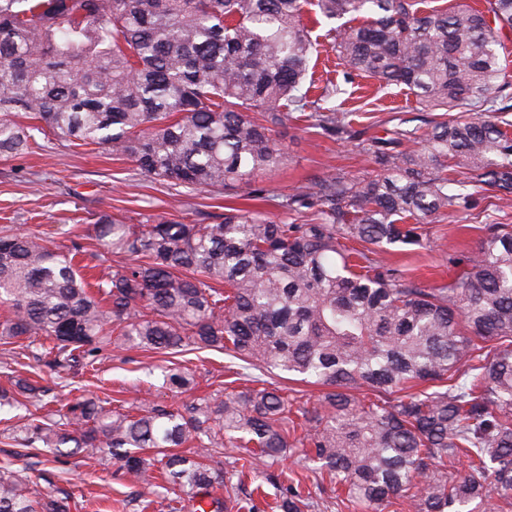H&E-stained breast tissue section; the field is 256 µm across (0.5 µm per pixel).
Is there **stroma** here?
Here are the masks:
<instances>
[{"label": "stroma", "instance_id": "1", "mask_svg": "<svg viewBox=\"0 0 512 512\" xmlns=\"http://www.w3.org/2000/svg\"><path fill=\"white\" fill-rule=\"evenodd\" d=\"M304 21L321 46L314 68L316 77L342 78L346 67L330 48L329 26L316 6H306ZM344 107L359 113V125L363 128L392 114L416 126L424 125L430 118L410 91L398 89L389 94L370 78L359 77L349 85ZM279 140L288 154L286 165L275 173H258L253 177L254 184L279 194L290 193L313 179L326 178L341 170L363 176L373 168L368 158L350 144L301 124L291 123L282 128ZM241 204V199L224 196L220 191L169 185L142 174L131 162L108 152L51 138H39L30 155L0 159V229L34 232L48 245L63 249L80 244L81 260L89 265L99 264L103 252L93 229L101 216H115L128 224L165 220L219 224L224 220L225 207ZM488 223L512 225V199L489 207L476 217L463 213L433 223L427 248L393 252L389 259L407 266L424 283H432L447 275L449 250L475 249L482 237L481 228ZM176 360L195 374L202 391L223 388V352L191 350L177 355ZM161 363V357L151 352L106 347L100 353L97 372L69 376L64 387L57 375L43 366H19L17 375L41 378L43 385L51 387L53 395L61 399L86 392L130 403L142 396ZM18 448L17 442L0 435V467L28 468L39 491L71 493L75 502L72 512H142L140 504L147 500L152 503L149 512H165L158 502L163 489L137 483L107 451L85 452L53 466L18 455ZM276 470L285 484L304 477L305 487L312 495L310 512H351L330 499L328 482L320 474L304 473L297 456L287 457Z\"/></svg>", "mask_w": 512, "mask_h": 512}]
</instances>
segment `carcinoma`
Returning a JSON list of instances; mask_svg holds the SVG:
<instances>
[{
    "label": "carcinoma",
    "mask_w": 512,
    "mask_h": 512,
    "mask_svg": "<svg viewBox=\"0 0 512 512\" xmlns=\"http://www.w3.org/2000/svg\"><path fill=\"white\" fill-rule=\"evenodd\" d=\"M316 0L352 75L404 86L428 112H460L431 128L401 119L384 135L333 103L337 81L311 95L307 0H0V158L29 153L34 133L98 146L140 172L187 188H223L313 218L283 224L238 209L220 224H94L123 265L88 283L81 246L0 235V363L33 358L57 371H97L102 345L176 355L222 350L224 396L143 398L127 408L83 394L46 401L18 379L0 409H27L4 433L34 456L106 448L140 482H165L168 512H224L210 462L244 450L237 484L298 443L336 499L381 512H482L512 505V225L486 224L476 249L448 253L455 276L425 285L382 256L423 247L426 225L476 206V189L512 194V81L502 58L512 0ZM305 122L370 159L288 195L252 184L287 161L278 129ZM328 389L293 408L284 375ZM161 387L195 385L165 365ZM365 387L377 400L350 393ZM70 449H65V446ZM185 447L187 453L177 449ZM467 462L464 472L453 468ZM302 481L280 512H306ZM0 512H71L24 471L0 473Z\"/></svg>",
    "instance_id": "obj_1"
}]
</instances>
